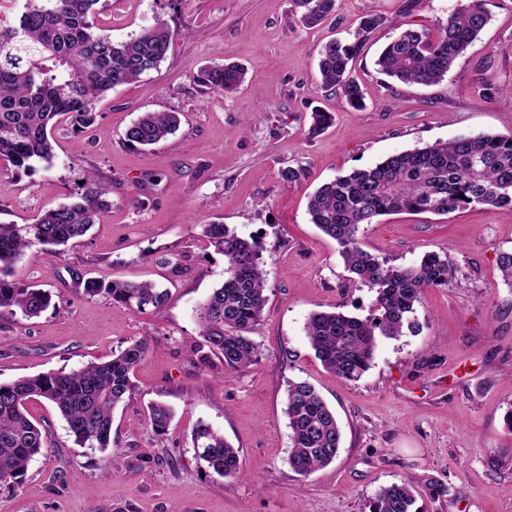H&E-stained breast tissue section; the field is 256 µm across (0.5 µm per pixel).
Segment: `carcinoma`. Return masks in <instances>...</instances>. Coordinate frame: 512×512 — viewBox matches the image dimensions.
Here are the masks:
<instances>
[{"mask_svg": "<svg viewBox=\"0 0 512 512\" xmlns=\"http://www.w3.org/2000/svg\"><path fill=\"white\" fill-rule=\"evenodd\" d=\"M99 0H25L14 25H0V157L15 166L52 164L50 131L59 123L85 132L97 118L96 104L115 88L159 68L177 33L161 18L129 39L113 41L94 31L93 7ZM294 15L305 26L322 23L336 12V0H293ZM489 21L484 0H468L433 36L407 28L386 44L376 60L378 71L404 83L441 81L455 60ZM385 24L379 14L360 22L353 43L334 40L319 55L321 87L333 89L353 109L364 106V91L351 75L361 36ZM246 71L237 63L204 66L194 80L207 90L232 93ZM177 112H144L127 129L126 141L152 146L175 133ZM110 183L91 171L73 200L45 210L33 224H0V310L25 319L40 316L51 305L44 288L13 279L15 264L33 249H56L85 236L109 206ZM486 205L512 211V137L462 136L391 156L369 169H355L321 185L309 198L311 223L342 248L354 280L375 290V312L366 318L342 312H314L305 324L307 338L322 365L346 380L360 378L373 360L379 336L396 337L419 329L412 317L421 293L445 288L452 278L448 260L425 253L413 264L389 263L363 250L359 225L379 216L407 211L443 215L456 208ZM206 246L224 257V281L199 307L200 341L196 354L206 367L218 353L224 366L246 371L259 363L260 346L251 338L268 298L259 246L226 224L203 225ZM89 297L107 295L133 312L159 313L168 291L154 283H84ZM148 342L136 340L100 363L69 372L51 371L0 382V482L20 484L35 455L44 448L41 428L28 404L43 399L55 406L81 448L105 454L113 464L112 416L134 388L135 367L146 357ZM286 414L291 431L289 466L308 475L336 460L341 430L333 411L306 381L288 385ZM171 409L149 407L158 434L165 431ZM196 456L213 473L234 478L241 472L240 450L210 425L199 422L192 435ZM448 488L436 480L404 478L381 488L369 512H420L417 500H438Z\"/></svg>", "mask_w": 512, "mask_h": 512, "instance_id": "carcinoma-1", "label": "carcinoma"}]
</instances>
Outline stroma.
<instances>
[{"mask_svg": "<svg viewBox=\"0 0 512 512\" xmlns=\"http://www.w3.org/2000/svg\"><path fill=\"white\" fill-rule=\"evenodd\" d=\"M465 0H337L334 16L305 28L292 0H99L95 30L116 41L165 19L177 37L158 71L117 87L82 134L55 128L51 166L27 171L0 159V224H31L68 202L86 171L112 182L110 208L63 251L37 250L16 264L24 284L50 290L54 305L26 320L0 312V382L73 370L111 358L141 338L149 352L135 388L115 410L118 465L78 447L56 409L30 404L45 453L23 484L0 483V512H368L384 486L407 477L448 488L422 512H512V287L498 266L512 250V213L469 206L445 215L393 214L359 227L369 253L394 265L428 251L446 257L447 287L425 290L416 332L381 337L370 368L338 378L304 332L316 310L370 314L376 293L354 282L335 240L309 220L320 185L389 156L462 135L512 136V105L484 99L485 84L512 91V0H486L491 19L439 83L405 84L377 72L383 46L408 27L437 32ZM378 13L353 66L366 107L322 89L319 53ZM238 63L246 80L232 94L206 90L198 68ZM334 115L314 133L311 114ZM177 112L178 130L143 149L125 141L141 113ZM303 170L288 182V169ZM222 223L261 246L268 302L252 337L260 362L242 372L195 354L197 310L224 280L221 255L206 256L201 227ZM178 258L171 266L169 258ZM151 280L170 292L161 315L135 313L83 282ZM305 380L335 412L342 446L309 476L287 463L288 384ZM173 418L156 434L148 407ZM206 422L239 448L242 472L204 468L190 435Z\"/></svg>", "mask_w": 512, "mask_h": 512, "instance_id": "obj_1", "label": "stroma"}]
</instances>
